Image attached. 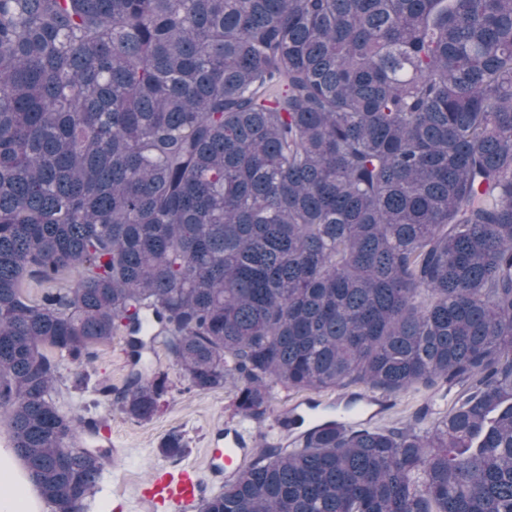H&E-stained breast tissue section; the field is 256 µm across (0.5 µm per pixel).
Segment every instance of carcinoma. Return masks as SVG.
Wrapping results in <instances>:
<instances>
[{"label": "carcinoma", "instance_id": "carcinoma-1", "mask_svg": "<svg viewBox=\"0 0 512 512\" xmlns=\"http://www.w3.org/2000/svg\"><path fill=\"white\" fill-rule=\"evenodd\" d=\"M120 331L137 421L159 338L253 419L463 387L425 432L310 401L200 512H512V0H0V413L51 512L112 457L53 351Z\"/></svg>", "mask_w": 512, "mask_h": 512}]
</instances>
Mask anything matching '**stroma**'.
I'll list each match as a JSON object with an SVG mask.
<instances>
[{
  "mask_svg": "<svg viewBox=\"0 0 512 512\" xmlns=\"http://www.w3.org/2000/svg\"><path fill=\"white\" fill-rule=\"evenodd\" d=\"M125 338L113 336L107 346L95 348L87 366L91 376L88 386H73L76 367L68 358L60 360V379L54 399L70 415L84 419H104L101 442L112 450L114 465L103 470L95 494L87 501L86 512H101L103 507H122L123 512H150L138 506L154 472L163 467L193 468L201 480L208 484L210 493H218L224 482L208 469L207 461L214 448L216 428L238 427L252 437L255 446L276 444L292 447L294 435L278 431L276 420L291 407L305 401V390H288L274 386L270 406L263 418L255 420L240 416L233 403L230 388L197 392L174 371L171 360L162 346H155L148 355L152 370L167 372L169 391L162 398L152 420L139 422L122 414L116 405L115 392L121 391L127 375ZM110 384L112 396L99 392L101 384ZM453 393L443 389L410 390L394 396L390 409L376 419L378 427H392L413 421L424 403H431L434 411L448 409ZM182 434L186 443L184 455L175 459L163 457L159 451L161 441L171 432Z\"/></svg>",
  "mask_w": 512,
  "mask_h": 512,
  "instance_id": "stroma-1",
  "label": "stroma"
}]
</instances>
